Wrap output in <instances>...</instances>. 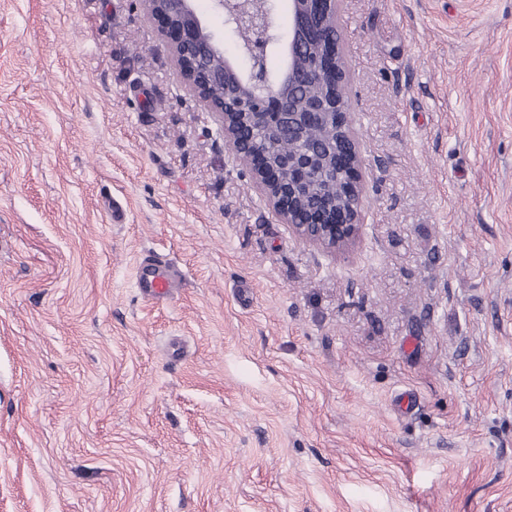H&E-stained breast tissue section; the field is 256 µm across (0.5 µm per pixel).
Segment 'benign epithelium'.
Returning a JSON list of instances; mask_svg holds the SVG:
<instances>
[{"mask_svg": "<svg viewBox=\"0 0 512 512\" xmlns=\"http://www.w3.org/2000/svg\"><path fill=\"white\" fill-rule=\"evenodd\" d=\"M142 2L186 85L215 114L224 143L268 207L322 251L343 253L352 247L359 234L363 182L337 26L340 0H289L288 60L275 82L257 64L279 43L271 9L254 14L229 0H211L224 24L252 32L247 45L252 64L242 70L224 56V34L209 24L195 0ZM316 126L336 135V147L305 144L307 130ZM257 130L272 139L257 142ZM327 167L345 175L343 202L328 201L313 190L315 173Z\"/></svg>", "mask_w": 512, "mask_h": 512, "instance_id": "obj_1", "label": "benign epithelium"}]
</instances>
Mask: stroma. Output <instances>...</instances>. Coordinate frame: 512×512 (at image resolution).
<instances>
[{
	"mask_svg": "<svg viewBox=\"0 0 512 512\" xmlns=\"http://www.w3.org/2000/svg\"><path fill=\"white\" fill-rule=\"evenodd\" d=\"M338 25L364 187L334 255L142 0H0V512H512V0ZM170 273L165 264L158 260H148L140 263L137 287L143 296L150 299H164L170 288Z\"/></svg>",
	"mask_w": 512,
	"mask_h": 512,
	"instance_id": "35a3bbf8",
	"label": "stroma"
}]
</instances>
